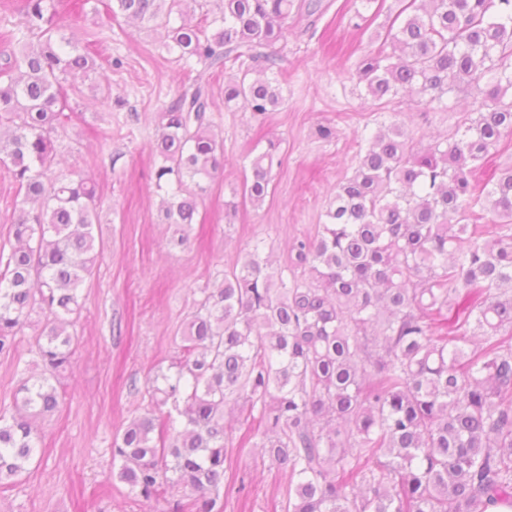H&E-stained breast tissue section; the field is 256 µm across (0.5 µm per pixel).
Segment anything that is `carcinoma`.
<instances>
[{
  "mask_svg": "<svg viewBox=\"0 0 512 512\" xmlns=\"http://www.w3.org/2000/svg\"><path fill=\"white\" fill-rule=\"evenodd\" d=\"M81 0H21L20 49L0 69V166L22 195L18 246L0 270V354L38 310L39 374L0 414V491L36 457L34 422L53 415L71 365L68 316L93 274L97 194L79 170L53 171V135L70 124L74 80L95 69L93 41L67 32ZM190 0H108L111 16L153 25L165 47L202 62L160 113L153 154L167 224H194L205 181L223 166L210 133L209 70H224V107L261 123L282 105L288 19L320 4L219 0L204 23ZM180 18L181 24L172 25ZM358 82L380 101L439 99L484 85L476 116L426 147L396 120L360 138L327 223L295 238L272 268L255 244L186 322L180 356L148 378L144 413L116 436L115 473L168 512H223L246 490L226 477L233 430L284 481L280 512H489L512 509V167L480 184L477 162L512 135V0H408ZM279 144L250 161L242 198L269 194ZM492 223L486 224V215Z\"/></svg>",
  "mask_w": 512,
  "mask_h": 512,
  "instance_id": "carcinoma-1",
  "label": "carcinoma"
}]
</instances>
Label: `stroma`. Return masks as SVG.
Returning a JSON list of instances; mask_svg holds the SVG:
<instances>
[{
	"instance_id": "stroma-1",
	"label": "stroma",
	"mask_w": 512,
	"mask_h": 512,
	"mask_svg": "<svg viewBox=\"0 0 512 512\" xmlns=\"http://www.w3.org/2000/svg\"><path fill=\"white\" fill-rule=\"evenodd\" d=\"M312 18L290 23L280 67L284 101L256 123L249 112L224 109V77L211 80L214 132L224 139V169L199 201L187 248L169 250L173 227L161 223L151 146L158 114L188 88L192 61L164 48L160 31L109 21L86 8L75 21L77 38L99 32L97 68L81 81L71 104L78 119L59 136L60 169L77 168L97 183L94 226L101 253L80 290L81 314L72 367L59 380L58 411L41 422L39 453L20 481L0 494V512H165L129 495L112 477V441L145 403L148 377L167 370L180 354V328L224 273L262 240L265 252L284 260L293 238L312 236L326 222L330 191L349 177L364 129L391 117L405 121L418 145L446 138L477 108L476 90L432 102L399 93L379 102L354 72L378 49L399 0H320ZM332 127L323 137L319 129ZM278 138L283 162L274 168L264 203L239 205L225 217L242 180L247 155L262 137ZM43 316L32 313L17 348L0 354V411H12L20 374L38 358L32 338ZM234 476L249 478L253 512H265L280 489L258 449L233 450Z\"/></svg>"
}]
</instances>
